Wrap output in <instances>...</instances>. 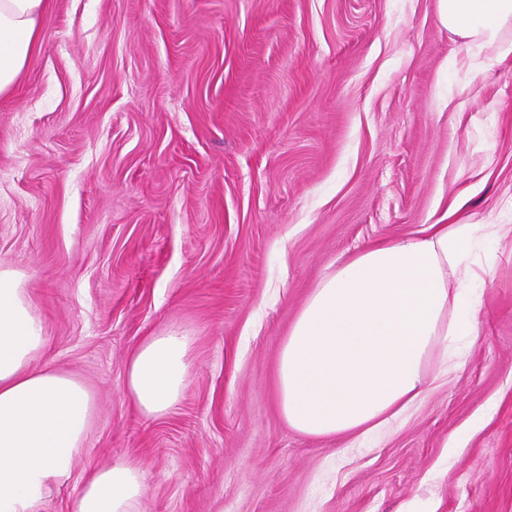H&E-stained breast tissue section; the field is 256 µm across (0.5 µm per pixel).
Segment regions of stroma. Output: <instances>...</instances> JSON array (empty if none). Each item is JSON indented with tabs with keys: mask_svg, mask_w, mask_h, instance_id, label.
<instances>
[{
	"mask_svg": "<svg viewBox=\"0 0 512 512\" xmlns=\"http://www.w3.org/2000/svg\"><path fill=\"white\" fill-rule=\"evenodd\" d=\"M439 0H51L0 95V265L97 413L73 476L141 463L140 512H512V57L481 67ZM497 224L479 336L388 432L288 426L276 365L319 283L380 240ZM191 338L143 417L126 363ZM189 347V336L170 332L146 338L130 355L126 389L146 416H161L178 402L191 374Z\"/></svg>",
	"mask_w": 512,
	"mask_h": 512,
	"instance_id": "obj_1",
	"label": "stroma"
}]
</instances>
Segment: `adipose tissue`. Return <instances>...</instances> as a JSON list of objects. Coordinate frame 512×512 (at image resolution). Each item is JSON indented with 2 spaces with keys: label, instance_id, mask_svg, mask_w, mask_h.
<instances>
[{
  "label": "adipose tissue",
  "instance_id": "ef3b65f1",
  "mask_svg": "<svg viewBox=\"0 0 512 512\" xmlns=\"http://www.w3.org/2000/svg\"><path fill=\"white\" fill-rule=\"evenodd\" d=\"M50 0H0V95L39 46ZM444 26L469 49L512 56V0H440ZM474 224H432L426 234L380 241L314 289L279 355L277 387L288 425L312 436L363 435L422 400L436 345L477 333L475 316L452 317L478 278L467 245ZM46 344L23 275L0 267V512H40L81 455L97 405L77 377L34 368ZM190 339L146 338L130 355L126 389L157 417L178 402L191 374ZM143 472L128 460L93 468L70 512H139Z\"/></svg>",
  "mask_w": 512,
  "mask_h": 512
}]
</instances>
